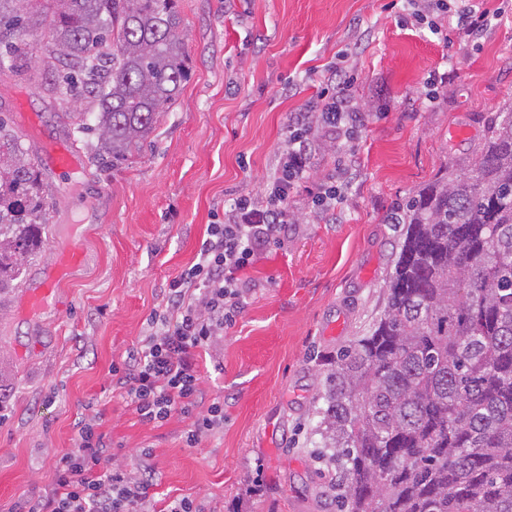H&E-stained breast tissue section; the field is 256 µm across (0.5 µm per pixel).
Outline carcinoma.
<instances>
[{
	"label": "carcinoma",
	"instance_id": "1",
	"mask_svg": "<svg viewBox=\"0 0 512 512\" xmlns=\"http://www.w3.org/2000/svg\"><path fill=\"white\" fill-rule=\"evenodd\" d=\"M0 0V72L17 29L65 60L57 99L95 104L96 163L131 158L190 75L178 0ZM0 132V297L50 216ZM399 251L370 334L325 376L317 456L343 512H512V105L464 161L396 205Z\"/></svg>",
	"mask_w": 512,
	"mask_h": 512
}]
</instances>
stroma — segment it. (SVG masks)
<instances>
[{
    "label": "stroma",
    "mask_w": 512,
    "mask_h": 512,
    "mask_svg": "<svg viewBox=\"0 0 512 512\" xmlns=\"http://www.w3.org/2000/svg\"><path fill=\"white\" fill-rule=\"evenodd\" d=\"M190 77L132 158L90 161L95 106L74 124L51 91L47 29L21 33L0 74V125L21 140L49 193L50 222L18 289L0 300V512L43 492L76 446L74 421L98 416L116 464L156 466V496H190L211 512H339L315 457L318 397L336 353L366 335L383 303L399 227L392 207L468 156L488 121L512 104V0L480 39L432 34L392 0H180ZM369 120L351 150L334 220L307 194L334 172L322 148L290 196L295 228L258 255L236 322L199 363L205 400L224 402V430L186 447L188 421L146 424L115 393L110 370L147 336L170 279L191 263L207 224L241 194L262 197L290 114L321 91L339 54ZM441 77L435 101L425 81ZM80 159L64 175L17 116L16 101ZM85 261L37 317L21 310L57 249Z\"/></svg>",
    "instance_id": "stroma-1"
}]
</instances>
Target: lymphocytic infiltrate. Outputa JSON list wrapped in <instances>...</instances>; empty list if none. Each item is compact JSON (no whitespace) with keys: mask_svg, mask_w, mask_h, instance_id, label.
I'll return each mask as SVG.
<instances>
[{"mask_svg":"<svg viewBox=\"0 0 512 512\" xmlns=\"http://www.w3.org/2000/svg\"><path fill=\"white\" fill-rule=\"evenodd\" d=\"M324 80L332 94H319L311 111L289 120L286 145L263 201L240 196L221 221L207 226L197 262L169 281L152 332L128 361L112 367L121 397L144 423L189 418L187 447L224 427L221 401H213L204 416L194 414L202 400L199 356L242 312L250 292L246 270L259 253L286 237L288 198L309 169L318 139L328 137L345 148L367 121L354 105L353 79L345 66H336ZM76 428V449L56 461L51 489L19 498L10 512H208L192 497L157 506L150 493L159 481L154 467H113L112 442L97 417L78 419Z\"/></svg>","mask_w":512,"mask_h":512,"instance_id":"f902f5d3","label":"lymphocytic infiltrate"}]
</instances>
